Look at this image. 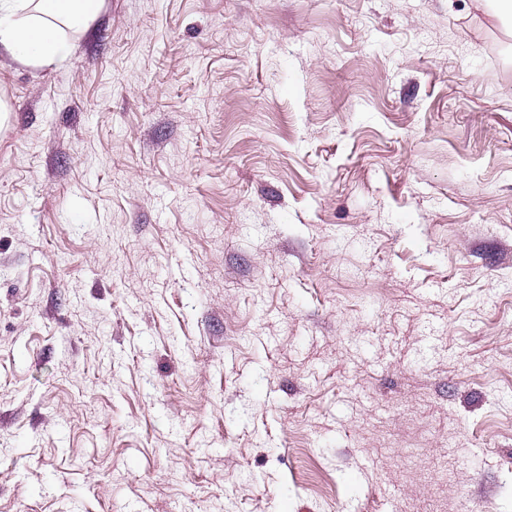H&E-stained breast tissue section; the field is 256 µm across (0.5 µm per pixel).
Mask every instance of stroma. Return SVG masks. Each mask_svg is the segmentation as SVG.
<instances>
[{"label":"stroma","instance_id":"stroma-1","mask_svg":"<svg viewBox=\"0 0 512 512\" xmlns=\"http://www.w3.org/2000/svg\"><path fill=\"white\" fill-rule=\"evenodd\" d=\"M497 0H102L0 51V512H512Z\"/></svg>","mask_w":512,"mask_h":512}]
</instances>
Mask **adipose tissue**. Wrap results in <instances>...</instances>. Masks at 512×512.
<instances>
[{
  "instance_id": "1",
  "label": "adipose tissue",
  "mask_w": 512,
  "mask_h": 512,
  "mask_svg": "<svg viewBox=\"0 0 512 512\" xmlns=\"http://www.w3.org/2000/svg\"><path fill=\"white\" fill-rule=\"evenodd\" d=\"M101 0H0V49L38 66L64 61Z\"/></svg>"
}]
</instances>
